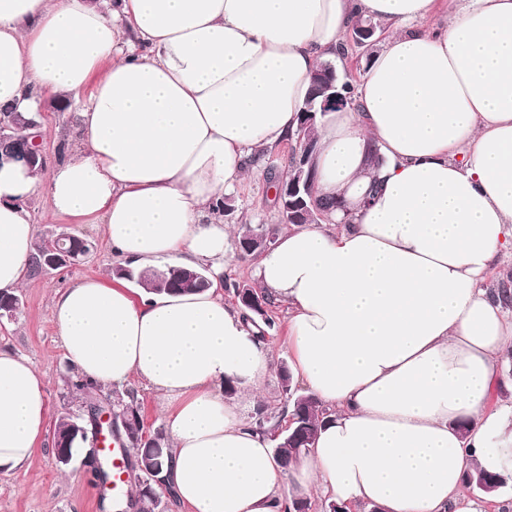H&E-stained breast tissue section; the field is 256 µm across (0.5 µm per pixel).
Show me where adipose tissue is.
<instances>
[{"label": "adipose tissue", "mask_w": 512, "mask_h": 512, "mask_svg": "<svg viewBox=\"0 0 512 512\" xmlns=\"http://www.w3.org/2000/svg\"><path fill=\"white\" fill-rule=\"evenodd\" d=\"M361 16L385 25L382 47L359 109L327 116L313 157L315 196L342 207L257 263L288 307L296 379L332 411L308 452L282 466L251 428L241 399L272 347L220 282L167 295L83 278L52 298L82 378H135L166 400L162 473L189 512H284L311 490L472 512L464 473L512 451V404L487 406L512 308L483 286L512 246V0H0V112L92 91L67 159L0 163L5 292L29 269L38 194L103 225L122 264L222 272L225 191L255 150L297 139L314 70ZM48 410L45 377L0 350V468L28 464Z\"/></svg>", "instance_id": "adipose-tissue-1"}]
</instances>
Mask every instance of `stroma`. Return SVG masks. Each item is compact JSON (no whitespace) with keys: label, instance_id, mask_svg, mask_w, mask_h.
Segmentation results:
<instances>
[{"label":"stroma","instance_id":"obj_1","mask_svg":"<svg viewBox=\"0 0 512 512\" xmlns=\"http://www.w3.org/2000/svg\"><path fill=\"white\" fill-rule=\"evenodd\" d=\"M82 99L70 100L68 106L46 104L43 110V132L47 161L66 159L63 147L69 144L78 125ZM289 143L276 146L274 163H259L256 176L237 184L229 194L231 208L224 213V221L232 228L227 240L224 272L232 280L248 285L256 284L257 263L242 257L236 248L235 237L244 225L263 224L273 231H281L271 185L287 172L285 158ZM27 207L36 225L37 238H46L60 229L95 241L97 249L83 263L61 270H47L28 277L18 289L21 311L12 320H0V347L26 356L45 375L49 391V415L26 469L0 468V512H110L103 501L99 486L90 471L83 466L82 455H75L72 464L63 468L57 463L52 447V435L60 416L78 411L81 400L72 387L67 386V365L51 318V299L56 291L84 277H98L115 282L116 257L107 245L103 227L99 224H78L54 214L43 199H31ZM277 323L269 336L273 348L275 372L265 380L255 404L247 406L248 417L258 410L280 411L289 403V395L282 388L279 367L287 365L288 353L283 344L288 334V309L278 304L271 309Z\"/></svg>","mask_w":512,"mask_h":512}]
</instances>
